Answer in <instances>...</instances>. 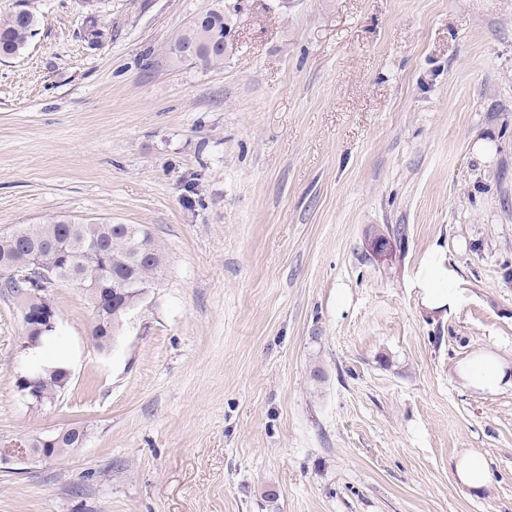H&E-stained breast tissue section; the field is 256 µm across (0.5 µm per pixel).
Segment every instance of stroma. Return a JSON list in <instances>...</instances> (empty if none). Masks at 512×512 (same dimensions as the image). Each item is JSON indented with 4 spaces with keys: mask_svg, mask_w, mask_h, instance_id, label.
I'll list each match as a JSON object with an SVG mask.
<instances>
[{
    "mask_svg": "<svg viewBox=\"0 0 512 512\" xmlns=\"http://www.w3.org/2000/svg\"><path fill=\"white\" fill-rule=\"evenodd\" d=\"M81 2L28 0L0 59V237L142 224L166 269L104 348L53 289L71 376L38 409L0 293V448L86 431L0 468V512H512V390L456 374L512 361V0H224L218 68L172 54L215 0H95V48ZM388 225L393 263L366 244ZM436 246L457 290L431 313ZM472 452L482 495L452 470ZM37 17L32 11H18L0 19V57L20 54L35 35ZM456 373L464 385L478 392L512 390V364L490 349L482 348L460 362ZM85 431L78 427H72L57 432L34 435L25 440L31 448H25V445L15 443L13 448L4 449L0 452V465H18L28 463L30 460L40 459L49 460L48 455L62 457L70 454L78 448H82L85 441ZM38 448H46L47 454L38 455Z\"/></svg>",
    "mask_w": 512,
    "mask_h": 512,
    "instance_id": "1",
    "label": "stroma"
}]
</instances>
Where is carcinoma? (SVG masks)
I'll return each instance as SVG.
<instances>
[{
	"instance_id": "cac0c4a2",
	"label": "carcinoma",
	"mask_w": 512,
	"mask_h": 512,
	"mask_svg": "<svg viewBox=\"0 0 512 512\" xmlns=\"http://www.w3.org/2000/svg\"><path fill=\"white\" fill-rule=\"evenodd\" d=\"M237 14L218 0L206 17L205 28L213 35L210 50L198 47L196 24L181 31L173 43L178 60L196 55L203 65L224 64V37L234 30ZM37 17L30 10L18 11L0 19V57L20 54L35 35ZM35 256L56 272L55 285L79 287L102 269L93 288L83 292L95 315L94 339L104 347L114 339L124 317L122 308L140 301L139 288L153 287L166 264L164 246L152 231L140 224H102L50 218L41 224H26L6 237H0V292L18 298L26 292V304L39 311L41 283L30 272L29 258ZM27 371L39 378L41 405L52 402L70 381L69 370L58 363L30 358ZM85 431L72 427L57 432L34 435L26 439L32 448H44L47 454L62 457L83 447Z\"/></svg>"
}]
</instances>
